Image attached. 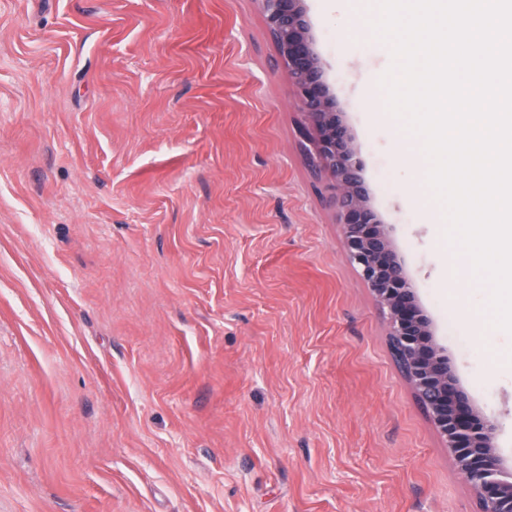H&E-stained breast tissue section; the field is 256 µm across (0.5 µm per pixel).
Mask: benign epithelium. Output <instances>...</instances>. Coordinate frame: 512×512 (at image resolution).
I'll return each instance as SVG.
<instances>
[{
	"label": "benign epithelium",
	"mask_w": 512,
	"mask_h": 512,
	"mask_svg": "<svg viewBox=\"0 0 512 512\" xmlns=\"http://www.w3.org/2000/svg\"><path fill=\"white\" fill-rule=\"evenodd\" d=\"M258 2L305 118L312 159L324 171L337 206L346 251L386 314L399 368L456 471L472 488L480 512H512V474L497 449L498 425L459 385L432 320L406 277L388 225L370 203L352 135L336 109L315 49L305 0Z\"/></svg>",
	"instance_id": "benign-epithelium-1"
}]
</instances>
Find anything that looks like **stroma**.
I'll return each mask as SVG.
<instances>
[{"instance_id":"1","label":"stroma","mask_w":512,"mask_h":512,"mask_svg":"<svg viewBox=\"0 0 512 512\" xmlns=\"http://www.w3.org/2000/svg\"><path fill=\"white\" fill-rule=\"evenodd\" d=\"M370 201L512 461L374 5L306 0ZM258 0H0V512H478L350 261Z\"/></svg>"}]
</instances>
